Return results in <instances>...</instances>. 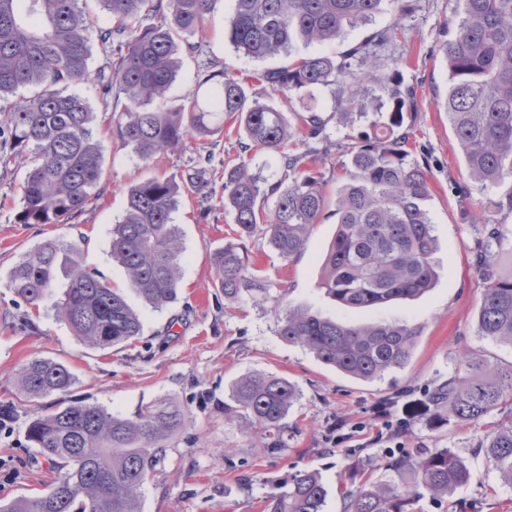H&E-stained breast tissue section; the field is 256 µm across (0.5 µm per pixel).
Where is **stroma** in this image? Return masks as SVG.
<instances>
[{"instance_id": "1", "label": "stroma", "mask_w": 512, "mask_h": 512, "mask_svg": "<svg viewBox=\"0 0 512 512\" xmlns=\"http://www.w3.org/2000/svg\"><path fill=\"white\" fill-rule=\"evenodd\" d=\"M233 0H218L208 15L206 34L193 51H182L181 67L165 105L183 104L197 88L204 70H224L247 78L251 97L290 113L312 107L324 122L320 142L321 169L329 181L344 176L341 167L348 146L384 119L387 109L374 88L363 94L361 109L338 108L336 83L283 95L256 81L257 73L287 66L291 57L316 52L334 56L392 23L385 10L370 22L349 30L335 43L320 47L297 44L292 55L253 59L224 37ZM453 0H418L404 19L405 34L381 50V70H398L404 84L417 93V110L408 120L412 159L429 170L432 187L427 208L439 249L438 280L415 301L387 305L370 312L375 321H405L419 336L409 364L371 382H357L336 373L308 350L279 334L275 307L309 310L343 321H355L320 285L323 257L336 232V218L326 215L314 225L305 250L281 259L264 233L245 242L251 261L269 283V297L225 300L214 285L210 255L238 236L224 210V166L237 163L245 141L234 120L221 134L188 136L183 147L153 161L141 160L123 146L114 118L127 100L102 96L95 81L72 85L94 113V136L104 158V174L93 200L64 224H20L21 184L26 166L0 167V405L13 406L0 420V500L40 489L51 464L26 440L34 406L50 407L55 396L30 403L20 394L17 375L34 358H49L70 367L75 381L71 397L124 417L155 402H170L185 412L183 426L166 441L163 461L142 490L143 512H263L264 499L292 475L319 473L328 495L324 512H343V493L351 489L350 465L367 467L376 458L400 448L454 449L470 466L468 484L442 503L421 497L414 512H458V502L477 512H512V488L505 486L478 447L506 415L496 411L478 424L449 423L434 430L424 414L404 415L401 407L380 412V403L394 395L413 401L435 382L448 379L459 362L458 351L472 353L492 365H512V345L476 333V317L484 289L476 265L477 244L493 224L512 226V216L487 209L485 196L466 175L460 146L438 106L448 90L443 43ZM206 167L207 182L186 194L173 215L185 249L179 296L156 309L143 303L110 252L112 227L125 211V188L152 175L187 178ZM76 244L77 258L87 270L123 291L143 324L141 336L100 349L82 342L59 320L51 304L31 310L11 289L7 275L33 246L49 241ZM247 373H267L295 382L301 396L290 410L285 447H273L263 434L246 430L241 421L224 419V400L232 383Z\"/></svg>"}]
</instances>
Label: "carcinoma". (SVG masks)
Masks as SVG:
<instances>
[{
  "mask_svg": "<svg viewBox=\"0 0 512 512\" xmlns=\"http://www.w3.org/2000/svg\"><path fill=\"white\" fill-rule=\"evenodd\" d=\"M218 0H99L109 24L97 28L109 54V70L96 75L102 95L122 93L127 104L116 119L123 143L147 161L183 146L188 135H215L224 115L235 116L248 144L276 157L286 175L259 181L241 157L224 169V209L237 224L238 242L211 259L215 286L224 298H267V284L241 241L261 230L284 260L302 252L311 229L333 205L336 235L322 263L321 287L348 311L365 314L412 300L434 287L437 239L425 202L431 196L427 169L409 158L405 113L415 109L414 89L397 72L376 65L381 48L403 37L400 20L415 0H234L224 34L243 54L265 59L291 54L295 42L322 44L366 24L392 6L395 19L347 51L311 54L260 74L258 80L286 95L324 85L340 87L337 105L361 106L366 86L386 98V122L355 143L335 201L325 192L320 151L323 122L307 107L293 117L248 97L245 79L209 71L187 103L169 109L161 100L178 71L189 38L205 35L206 16ZM458 17L444 44L448 93L441 106L463 150L469 179L484 192L512 181V0H456ZM92 20L80 0H0V166L27 157L20 224H58L81 213L103 175L94 119L84 98L67 92L90 79ZM27 94H22V91ZM182 196L175 177L151 176L126 189L123 220L112 228V258L143 301L162 308L177 299L184 248L173 213ZM509 244L504 227L489 231L477 255L485 288L476 333L512 344V275L496 271L499 250ZM74 244L45 242L11 269L7 287L37 308L53 297L58 271L69 286L55 301L57 314L83 342L101 348L142 333L139 315L122 293L85 270ZM279 334L310 351L326 366L362 381L404 368L418 329L399 321L343 322L302 309L278 313ZM73 373L63 363L33 359L18 384L31 399L64 394ZM300 391L279 376L245 374L224 402V420L245 419L280 442L288 412ZM512 406V367H492L465 349L454 375L426 393L427 422L477 423ZM183 415L152 404L133 417L114 415L83 400L60 399L50 413L33 411L26 431L31 447L47 457L55 476L39 494L0 501V512H142L140 493L165 453L161 441ZM486 462L512 486V418L480 446ZM381 472L346 492L345 512H410L423 493L442 500L470 477L467 461L450 448L405 449L371 463ZM327 490L315 471H303L288 488L266 498V512H323Z\"/></svg>",
  "mask_w": 512,
  "mask_h": 512,
  "instance_id": "cac0c4a2",
  "label": "carcinoma"
}]
</instances>
